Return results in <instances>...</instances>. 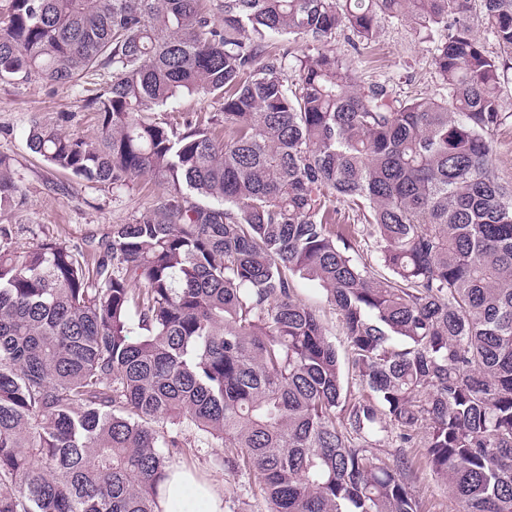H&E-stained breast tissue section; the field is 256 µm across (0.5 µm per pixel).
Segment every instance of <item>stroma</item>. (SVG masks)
I'll use <instances>...</instances> for the list:
<instances>
[{
    "instance_id": "stroma-1",
    "label": "stroma",
    "mask_w": 512,
    "mask_h": 512,
    "mask_svg": "<svg viewBox=\"0 0 512 512\" xmlns=\"http://www.w3.org/2000/svg\"><path fill=\"white\" fill-rule=\"evenodd\" d=\"M333 48L350 62L361 86L385 81L393 96L400 99L431 97L439 90L431 64V45L423 41L411 22L381 20L375 41L359 51L353 50L341 33ZM83 99L78 87L0 83V154L12 158L22 191L21 203L6 215L15 228L12 245L17 251L27 250L48 237L69 245L81 244L85 238L105 235L111 225L131 222L154 205L159 185L151 177H143L134 186L115 193L96 183L69 180L29 151L26 139L30 119L35 115L67 134L97 141V119L87 111ZM296 297L319 312L341 360H349L350 348L340 317L329 306L324 291L302 280ZM376 453L389 460L401 454L409 460V482L424 512H458L446 481L432 470L421 449L401 450L384 443ZM221 454V449L202 444L191 449L181 464L223 487H236L244 512H268L266 501L249 490L246 478L229 476L219 466Z\"/></svg>"
}]
</instances>
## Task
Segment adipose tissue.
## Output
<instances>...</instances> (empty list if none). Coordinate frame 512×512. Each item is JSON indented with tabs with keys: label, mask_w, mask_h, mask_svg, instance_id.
<instances>
[{
	"label": "adipose tissue",
	"mask_w": 512,
	"mask_h": 512,
	"mask_svg": "<svg viewBox=\"0 0 512 512\" xmlns=\"http://www.w3.org/2000/svg\"><path fill=\"white\" fill-rule=\"evenodd\" d=\"M194 501L195 512H224V492L196 471L171 468L158 487L156 512H183L185 501Z\"/></svg>",
	"instance_id": "1"
}]
</instances>
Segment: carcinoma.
<instances>
[{
    "label": "carcinoma",
    "instance_id": "carcinoma-1",
    "mask_svg": "<svg viewBox=\"0 0 512 512\" xmlns=\"http://www.w3.org/2000/svg\"><path fill=\"white\" fill-rule=\"evenodd\" d=\"M405 17L433 41L435 98L362 89L330 49ZM510 69L512 0H0V82L79 85L100 125L88 142L34 117L28 149L162 186L83 247L17 252L0 224V512H155L202 440L270 512H422L384 439L425 449L461 512H512ZM181 96L220 112L157 121ZM19 200L0 156V211ZM338 201L363 224L336 230ZM301 279L374 399L348 392ZM495 142L494 164L499 180L504 185H512V118L497 131ZM297 299L304 305L316 309L327 329V334L336 346V349L341 358L342 366L345 375L349 373V386L351 387V394L355 396H369L372 397L373 393L368 387L361 385L359 381L354 380L352 376L351 367L348 371V361L350 358V348L344 334V329L339 315L327 303L325 292L316 284L300 280L296 290ZM353 378V379H351Z\"/></svg>",
    "mask_w": 512,
    "mask_h": 512
}]
</instances>
